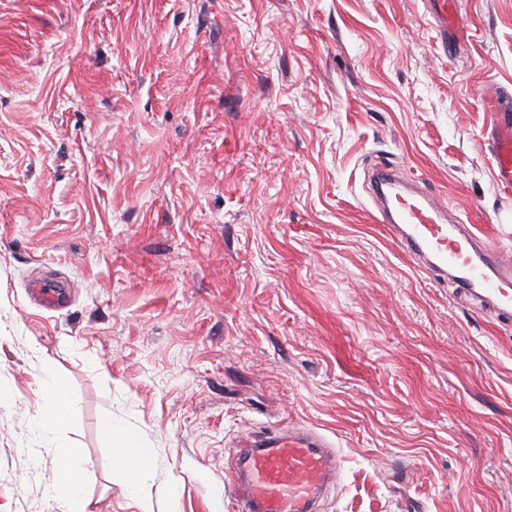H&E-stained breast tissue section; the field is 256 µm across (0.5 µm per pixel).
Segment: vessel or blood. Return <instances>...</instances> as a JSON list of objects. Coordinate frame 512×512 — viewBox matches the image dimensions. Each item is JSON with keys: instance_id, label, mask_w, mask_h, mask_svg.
Instances as JSON below:
<instances>
[{"instance_id": "1", "label": "vessel or blood", "mask_w": 512, "mask_h": 512, "mask_svg": "<svg viewBox=\"0 0 512 512\" xmlns=\"http://www.w3.org/2000/svg\"><path fill=\"white\" fill-rule=\"evenodd\" d=\"M493 116L491 158L497 185L512 188V94L486 95ZM374 219L386 225L402 250L439 279H453L477 298L490 317L512 323V264L476 241L461 218L435 197L409 187L388 168L372 184ZM30 295L43 307L62 305L58 285L35 279ZM234 477L237 512H316L339 477L334 444L306 427L248 442Z\"/></svg>"}]
</instances>
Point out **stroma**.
Instances as JSON below:
<instances>
[{
	"label": "stroma",
	"instance_id": "stroma-1",
	"mask_svg": "<svg viewBox=\"0 0 512 512\" xmlns=\"http://www.w3.org/2000/svg\"><path fill=\"white\" fill-rule=\"evenodd\" d=\"M512 0H0V512H140L101 421L150 449L154 512H236L248 436L336 445L320 512H512V326L374 221L422 182L512 258L484 93ZM65 281L34 305L29 283ZM69 396L45 433V371ZM429 2L436 6L434 9L438 26L448 33V26L452 25L457 18L458 0H429ZM55 450L58 458L56 485L66 496V512H84L81 507L83 450L73 446H60Z\"/></svg>",
	"mask_w": 512,
	"mask_h": 512
}]
</instances>
